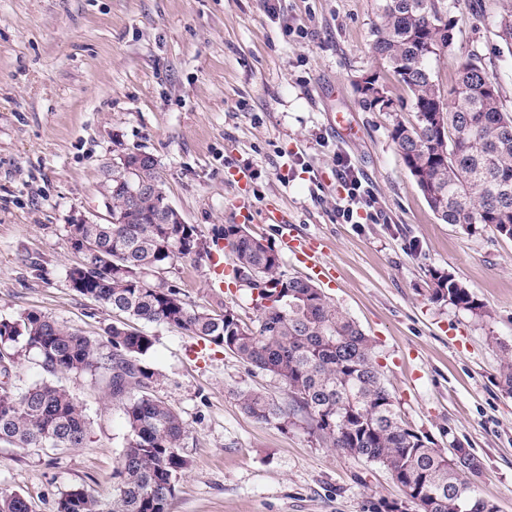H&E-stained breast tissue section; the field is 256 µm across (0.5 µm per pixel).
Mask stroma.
<instances>
[{"instance_id": "1", "label": "stroma", "mask_w": 512, "mask_h": 512, "mask_svg": "<svg viewBox=\"0 0 512 512\" xmlns=\"http://www.w3.org/2000/svg\"><path fill=\"white\" fill-rule=\"evenodd\" d=\"M448 8L455 40L432 61L440 81L451 85L460 57L473 55L512 113L500 0ZM379 21V0H281L273 19L263 0H0V320L38 311L106 339L111 309L69 286L78 257L68 227L106 223L101 188L113 166L151 154L206 243L236 223L241 200L322 241L336 269L325 291L373 339L397 413L441 450L472 449L477 493L512 512V393L500 377L512 356V238L436 219L391 138L395 123L415 121L405 86L386 76L387 107H363L356 85L381 68ZM290 27L305 37L285 36ZM338 150L370 183L379 223L337 218ZM434 270L469 288L484 317L436 301ZM208 278L204 254L158 275L189 308L254 317L247 287L214 292ZM141 329L154 340L151 392L186 429L189 467L170 512H367L403 500L385 467L242 411V390L286 400L280 379L190 332ZM60 383L86 409L83 447L0 444V490L24 495L33 512H56L76 486L111 494L125 443L100 378Z\"/></svg>"}]
</instances>
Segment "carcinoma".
<instances>
[{
  "instance_id": "1",
  "label": "carcinoma",
  "mask_w": 512,
  "mask_h": 512,
  "mask_svg": "<svg viewBox=\"0 0 512 512\" xmlns=\"http://www.w3.org/2000/svg\"><path fill=\"white\" fill-rule=\"evenodd\" d=\"M434 25L440 47L453 44L448 0H381L372 48L383 68L411 95L416 122H400L392 140L416 182L435 185L441 198L430 206L444 224L467 232L482 225L512 237V113L503 110L498 85L468 56L445 89L431 66L437 55L425 38ZM500 38L512 50V3L503 6ZM493 90H488V84ZM444 126L430 120L436 104ZM161 196L141 199L125 224H70V241L95 237L104 249L88 259L94 270L75 291L134 320L189 331L270 372L288 388V401L260 392H239L247 415L280 427H304L321 443L387 468L416 512H497L465 480L481 471L471 450L455 462L430 439L407 427L394 409L373 358L374 346L359 325L308 278L289 276L279 254L240 224L224 225V248L234 259L236 280L254 272L262 279L251 296L256 317L247 323L231 308L195 311L178 292L148 275L177 259L201 253L194 227L154 224ZM434 297L482 317L481 303L459 281L438 272ZM246 282V281H244ZM254 289L252 282H246ZM282 300L268 306L273 296ZM153 337L124 322L106 341L82 336L51 317L27 312L0 320V375L10 376L21 352H32L49 377L15 394L0 387V443L20 448H79L87 436L83 405L56 381L65 374L99 376L122 406L127 428L117 483L103 501L74 487L56 512H170L176 482L187 468L184 424L177 411L156 399L157 377L146 357ZM0 512H32L18 493L0 492Z\"/></svg>"
}]
</instances>
